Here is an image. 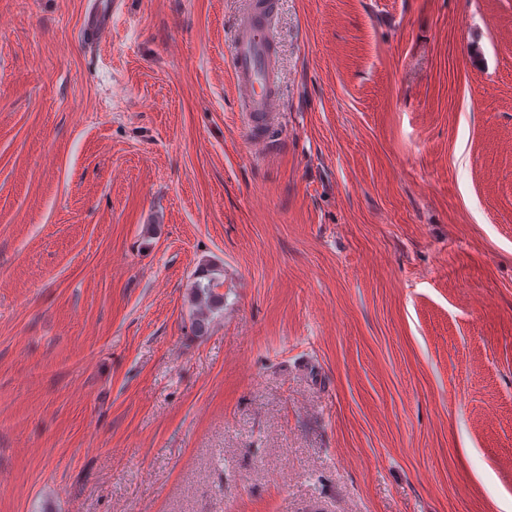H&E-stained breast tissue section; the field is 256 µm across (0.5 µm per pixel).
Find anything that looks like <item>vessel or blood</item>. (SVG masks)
Listing matches in <instances>:
<instances>
[{"label":"vessel or blood","instance_id":"vessel-or-blood-1","mask_svg":"<svg viewBox=\"0 0 512 512\" xmlns=\"http://www.w3.org/2000/svg\"><path fill=\"white\" fill-rule=\"evenodd\" d=\"M124 0H91L83 20L88 43L99 42L112 28ZM272 5L264 0L240 19L234 35L233 83L243 111L253 124H261L282 110L276 92L274 36L271 28Z\"/></svg>","mask_w":512,"mask_h":512}]
</instances>
